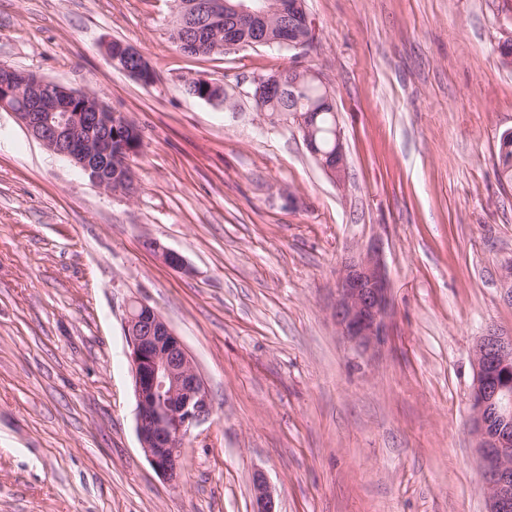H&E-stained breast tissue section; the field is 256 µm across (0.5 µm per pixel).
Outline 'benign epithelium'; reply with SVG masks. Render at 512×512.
Wrapping results in <instances>:
<instances>
[{"label": "benign epithelium", "instance_id": "1", "mask_svg": "<svg viewBox=\"0 0 512 512\" xmlns=\"http://www.w3.org/2000/svg\"><path fill=\"white\" fill-rule=\"evenodd\" d=\"M300 3L277 0L272 8L258 9L255 0H207L203 9L230 18L263 20L272 12L288 16ZM309 29L307 40L279 47L296 51L287 68L276 79L289 74V87L299 90L323 84L320 73L302 62L315 41V25L302 15ZM104 44L105 54L115 68L145 85L154 83L152 68L133 46ZM0 109L11 112L35 139L51 152L70 159L91 181L112 193L132 196L135 186L125 181L112 186V130L138 132L122 112L112 110L99 96L70 88L36 73L0 66ZM294 128L302 133L308 151L337 184L347 173L343 132L336 128V149L317 150L315 117L311 112L291 115ZM147 248L166 267L184 274L191 272L179 252L156 239ZM331 315L347 343L362 356L376 354L392 333L393 295L382 250L376 243L351 257L337 272L336 297ZM127 358L131 367L137 402L135 429L138 442L152 468L164 479L175 482L182 473L184 440L190 429L212 414V404L203 378L181 338L162 315L144 301L133 302L124 322ZM474 378L470 393V417L477 440L488 512H512V336L490 330L477 343L472 356ZM253 512H276L272 489L259 475L253 483Z\"/></svg>", "mask_w": 512, "mask_h": 512}]
</instances>
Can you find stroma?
Segmentation results:
<instances>
[{
    "mask_svg": "<svg viewBox=\"0 0 512 512\" xmlns=\"http://www.w3.org/2000/svg\"><path fill=\"white\" fill-rule=\"evenodd\" d=\"M347 177L257 109L292 52L188 56L175 0H0V64L98 94L139 128L133 198L97 187L0 110V512H486L472 350L512 335V0H306ZM155 73L113 68L108 40ZM223 83L235 108L188 96ZM159 239L191 271L145 249ZM379 241L394 301L380 357L329 315L336 270ZM137 299L184 341L212 403L158 475L136 436L123 322ZM253 512H277L272 489L262 475L253 483Z\"/></svg>",
    "mask_w": 512,
    "mask_h": 512,
    "instance_id": "35a3bbf8",
    "label": "stroma"
}]
</instances>
